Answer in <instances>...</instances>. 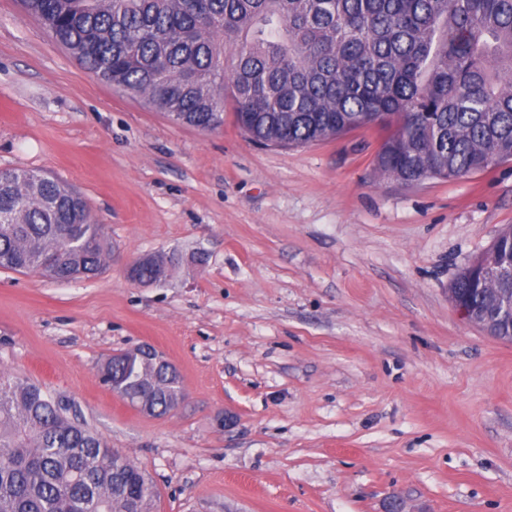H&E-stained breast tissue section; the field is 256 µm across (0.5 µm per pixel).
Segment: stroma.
<instances>
[{"mask_svg":"<svg viewBox=\"0 0 512 512\" xmlns=\"http://www.w3.org/2000/svg\"><path fill=\"white\" fill-rule=\"evenodd\" d=\"M379 143L175 123L0 0V168L78 189L112 249L79 282L0 269V373L73 403L148 474V512H512V342L449 299L512 225V162L407 186ZM159 252L182 256L164 284L128 277ZM145 343L189 394L163 417L100 380Z\"/></svg>","mask_w":512,"mask_h":512,"instance_id":"stroma-1","label":"stroma"}]
</instances>
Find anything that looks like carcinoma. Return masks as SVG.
Masks as SVG:
<instances>
[{"label":"carcinoma","mask_w":512,"mask_h":512,"mask_svg":"<svg viewBox=\"0 0 512 512\" xmlns=\"http://www.w3.org/2000/svg\"><path fill=\"white\" fill-rule=\"evenodd\" d=\"M86 69L175 121L224 124L271 147L377 125L375 173L456 179L512 160V0H21ZM234 51L232 67L226 49ZM112 261L103 226L68 184L0 168V269L91 279ZM166 270L137 269L161 283ZM477 306L493 271L456 279ZM102 381L153 416L168 372L117 354ZM153 484L27 380L0 373V512H135Z\"/></svg>","instance_id":"obj_1"}]
</instances>
